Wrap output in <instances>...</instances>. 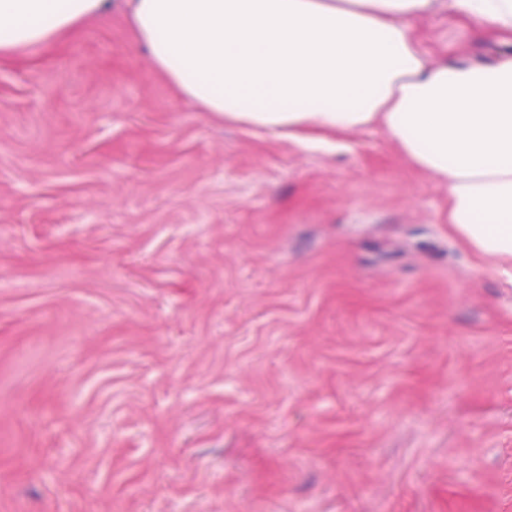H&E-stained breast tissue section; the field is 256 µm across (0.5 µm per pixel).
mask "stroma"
Returning <instances> with one entry per match:
<instances>
[{
    "instance_id": "obj_1",
    "label": "stroma",
    "mask_w": 512,
    "mask_h": 512,
    "mask_svg": "<svg viewBox=\"0 0 512 512\" xmlns=\"http://www.w3.org/2000/svg\"><path fill=\"white\" fill-rule=\"evenodd\" d=\"M0 512H512V280L383 128L224 120L110 0L0 60Z\"/></svg>"
}]
</instances>
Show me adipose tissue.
Here are the masks:
<instances>
[{
  "label": "adipose tissue",
  "mask_w": 512,
  "mask_h": 512,
  "mask_svg": "<svg viewBox=\"0 0 512 512\" xmlns=\"http://www.w3.org/2000/svg\"><path fill=\"white\" fill-rule=\"evenodd\" d=\"M107 0H0V56L47 43ZM154 65L207 111L276 134L382 124L448 188V221L512 278V53L432 61L415 18L512 34V0H126Z\"/></svg>",
  "instance_id": "obj_1"
}]
</instances>
